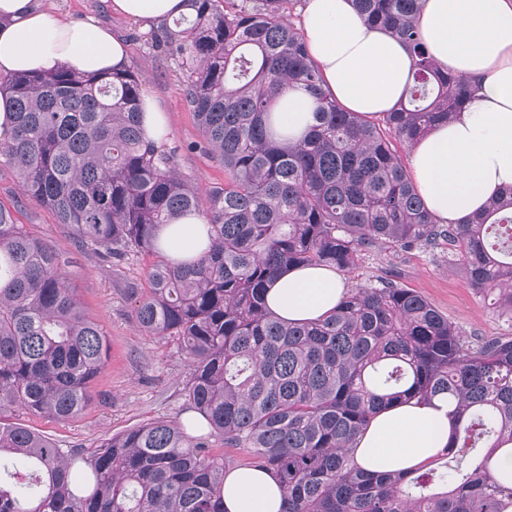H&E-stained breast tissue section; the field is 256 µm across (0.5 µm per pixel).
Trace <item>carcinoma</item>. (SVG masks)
Returning a JSON list of instances; mask_svg holds the SVG:
<instances>
[{
  "label": "carcinoma",
  "instance_id": "carcinoma-1",
  "mask_svg": "<svg viewBox=\"0 0 512 512\" xmlns=\"http://www.w3.org/2000/svg\"><path fill=\"white\" fill-rule=\"evenodd\" d=\"M194 16L163 31L186 66L185 101L224 186L199 196L176 151L143 136L134 70L14 73V131L0 165L102 260L153 258L138 327L179 341L188 404L210 434L245 448L283 489L282 512H504L512 485L486 460L512 444V336L467 338L396 280L349 288L316 323L278 318L267 285L291 266L352 272L363 252L448 246L470 285L512 314V189L464 224H439L395 144L411 146L463 105L469 86L424 43L422 0H353L370 27L413 57L404 100L377 119L348 112L324 88L287 19L300 0H188ZM303 85L315 124L279 141L272 112ZM202 212L211 247L166 257L162 226ZM64 254L0 204V512H225L224 454L173 420L135 426L80 452L12 421H67L89 405L108 356L64 276ZM448 400L449 447L406 474L367 473L354 444L388 406Z\"/></svg>",
  "mask_w": 512,
  "mask_h": 512
}]
</instances>
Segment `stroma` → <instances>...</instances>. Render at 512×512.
I'll use <instances>...</instances> for the list:
<instances>
[{
    "mask_svg": "<svg viewBox=\"0 0 512 512\" xmlns=\"http://www.w3.org/2000/svg\"><path fill=\"white\" fill-rule=\"evenodd\" d=\"M44 6L55 15L94 18L123 36L142 92L152 95L168 116L166 145L176 149L183 179L203 197L223 185V168L192 147L201 133L185 103L184 71L164 49L152 45L150 35L160 32L161 24L118 17L108 0H45ZM0 204L11 209L32 235L68 257L66 275L86 316L104 330L109 343L106 365L90 387V403L82 415L60 422L19 412L15 421L59 447L90 449L133 426L183 420L188 360L177 341L148 335L134 321L136 295L148 287L151 257L132 256L113 265L102 262L94 247L76 242L50 209L23 196L14 170L5 165L0 166ZM386 275L423 295L466 336H512V321L491 305L486 294L469 285L445 248L369 251L345 279L351 285L373 284Z\"/></svg>",
    "mask_w": 512,
    "mask_h": 512,
    "instance_id": "35a3bbf8",
    "label": "stroma"
}]
</instances>
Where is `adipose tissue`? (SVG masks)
Returning <instances> with one entry per match:
<instances>
[{
    "label": "adipose tissue",
    "instance_id": "adipose-tissue-1",
    "mask_svg": "<svg viewBox=\"0 0 512 512\" xmlns=\"http://www.w3.org/2000/svg\"><path fill=\"white\" fill-rule=\"evenodd\" d=\"M110 7L147 22L187 11L185 0H111ZM420 26L439 65L473 87L462 109L409 153L427 210L439 223L459 224L512 189V0H424ZM300 28L327 90L346 110L376 117L404 98L412 58L396 38L369 28L350 0H305ZM128 65L125 43L94 18L52 16L39 0H0V75L61 66L95 74ZM274 116L284 135L299 140L314 123L313 100L303 87L286 89ZM160 236L171 257L199 256L209 244L208 226L197 213L173 219ZM348 289L335 268L295 267L269 284L265 302L283 320L310 323L332 312ZM448 411L444 400H411L382 410L358 439L357 466L404 472L428 462L449 442ZM283 502L269 473L225 469L226 512H281Z\"/></svg>",
    "mask_w": 512,
    "mask_h": 512
}]
</instances>
